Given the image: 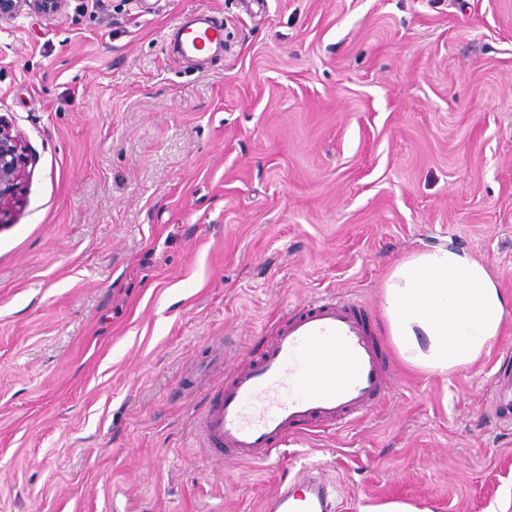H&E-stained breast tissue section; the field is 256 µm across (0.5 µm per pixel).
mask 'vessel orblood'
Returning <instances> with one entry per match:
<instances>
[{
    "mask_svg": "<svg viewBox=\"0 0 512 512\" xmlns=\"http://www.w3.org/2000/svg\"><path fill=\"white\" fill-rule=\"evenodd\" d=\"M172 36L185 57L196 58L223 47L224 24L196 14ZM390 380L382 344L360 304L316 298L293 309L265 352L234 372L201 415L197 440L237 461H266L298 435L370 413ZM268 512H335L332 489L302 476L276 494Z\"/></svg>",
    "mask_w": 512,
    "mask_h": 512,
    "instance_id": "1",
    "label": "vessel or blood"
}]
</instances>
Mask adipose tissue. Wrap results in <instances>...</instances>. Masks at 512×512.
<instances>
[{
  "label": "adipose tissue",
  "mask_w": 512,
  "mask_h": 512,
  "mask_svg": "<svg viewBox=\"0 0 512 512\" xmlns=\"http://www.w3.org/2000/svg\"><path fill=\"white\" fill-rule=\"evenodd\" d=\"M381 306L399 357L441 378L480 362L512 317V299L488 266L449 242L395 262Z\"/></svg>",
  "instance_id": "adipose-tissue-1"
}]
</instances>
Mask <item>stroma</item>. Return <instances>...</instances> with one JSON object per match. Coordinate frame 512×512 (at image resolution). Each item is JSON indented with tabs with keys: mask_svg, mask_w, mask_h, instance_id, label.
<instances>
[{
	"mask_svg": "<svg viewBox=\"0 0 512 512\" xmlns=\"http://www.w3.org/2000/svg\"><path fill=\"white\" fill-rule=\"evenodd\" d=\"M198 12L228 47L188 62ZM0 115L32 158L0 227V512H262L302 468L344 512H512V320L446 379L392 356L380 407L278 459L195 438L304 299L387 339L422 245L512 298V0H70L0 19Z\"/></svg>",
	"mask_w": 512,
	"mask_h": 512,
	"instance_id": "stroma-1",
	"label": "stroma"
}]
</instances>
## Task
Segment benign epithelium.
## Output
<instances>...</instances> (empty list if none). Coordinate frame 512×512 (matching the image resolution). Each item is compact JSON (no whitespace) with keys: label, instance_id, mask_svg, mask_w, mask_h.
<instances>
[{"label":"benign epithelium","instance_id":"7a95c632","mask_svg":"<svg viewBox=\"0 0 512 512\" xmlns=\"http://www.w3.org/2000/svg\"><path fill=\"white\" fill-rule=\"evenodd\" d=\"M69 0H0V18L14 16L25 9L45 15L62 13ZM29 165L27 149L13 126L0 115V224L8 218V209L20 200Z\"/></svg>","mask_w":512,"mask_h":512}]
</instances>
